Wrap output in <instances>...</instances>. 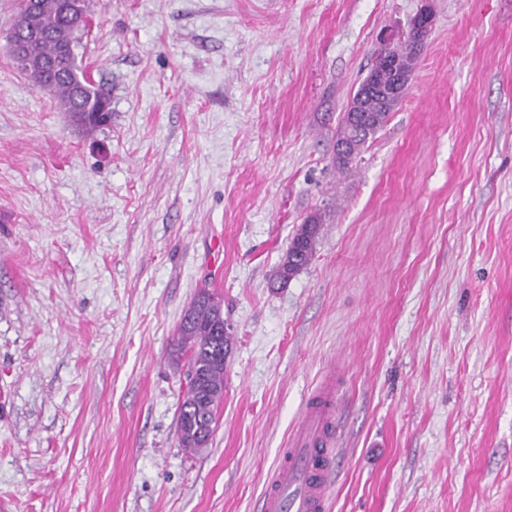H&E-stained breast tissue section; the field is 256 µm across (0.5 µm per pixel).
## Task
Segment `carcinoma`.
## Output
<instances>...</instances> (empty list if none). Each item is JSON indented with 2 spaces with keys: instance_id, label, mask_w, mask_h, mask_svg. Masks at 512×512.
I'll list each match as a JSON object with an SVG mask.
<instances>
[{
  "instance_id": "obj_1",
  "label": "carcinoma",
  "mask_w": 512,
  "mask_h": 512,
  "mask_svg": "<svg viewBox=\"0 0 512 512\" xmlns=\"http://www.w3.org/2000/svg\"><path fill=\"white\" fill-rule=\"evenodd\" d=\"M25 2L20 0L11 24L20 28L16 35L25 39V55L33 63L24 74L37 89L56 97L87 132L110 123L112 113L100 112L105 95L77 63L75 53L90 23L91 0H83L81 8L70 15L60 10V0H37L32 7L24 6ZM410 43L406 36L379 49L371 74L381 85H391L400 73H412L415 53ZM365 104V116L346 112L337 129L336 141L349 139L347 156L335 160L340 170L348 168L392 112L376 95L368 97ZM320 224L321 216L314 214L300 225L277 269L279 284H288L310 263ZM229 350L221 300L202 288L181 320L177 342V353L187 356V390L178 415V436L182 447L191 452L204 450L212 440L224 398V362Z\"/></svg>"
}]
</instances>
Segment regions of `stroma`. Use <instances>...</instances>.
Wrapping results in <instances>:
<instances>
[{
    "label": "stroma",
    "instance_id": "stroma-1",
    "mask_svg": "<svg viewBox=\"0 0 512 512\" xmlns=\"http://www.w3.org/2000/svg\"><path fill=\"white\" fill-rule=\"evenodd\" d=\"M412 83L346 170L336 129L422 8ZM0 0V512H256L340 384L329 512H512V0H94L84 132L17 69ZM310 264L271 279L304 219ZM231 349L183 448L200 288ZM434 24L433 14L428 9L420 10L411 20L409 29L405 33H409L413 37L414 50L421 51L425 45V39Z\"/></svg>",
    "mask_w": 512,
    "mask_h": 512
}]
</instances>
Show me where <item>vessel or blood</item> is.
<instances>
[{
  "mask_svg": "<svg viewBox=\"0 0 512 512\" xmlns=\"http://www.w3.org/2000/svg\"><path fill=\"white\" fill-rule=\"evenodd\" d=\"M338 440L336 393L325 382L310 396L290 433L257 512H326L328 491L335 481L333 445Z\"/></svg>",
  "mask_w": 512,
  "mask_h": 512,
  "instance_id": "b4317fda",
  "label": "vessel or blood"
}]
</instances>
